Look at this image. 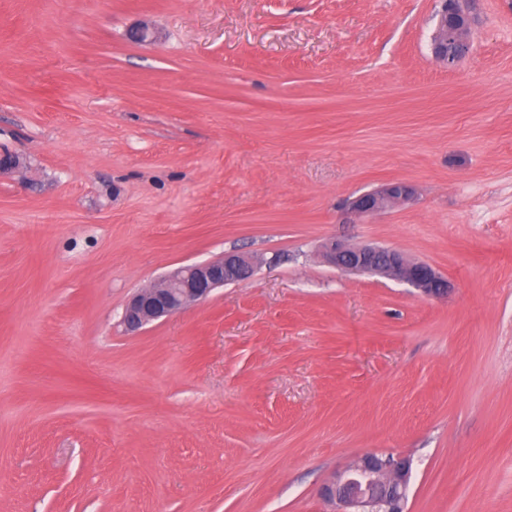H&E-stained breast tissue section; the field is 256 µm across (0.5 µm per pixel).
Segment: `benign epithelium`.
Listing matches in <instances>:
<instances>
[{
    "mask_svg": "<svg viewBox=\"0 0 512 512\" xmlns=\"http://www.w3.org/2000/svg\"><path fill=\"white\" fill-rule=\"evenodd\" d=\"M470 0H440L433 17L430 37L432 57L448 69L455 68L469 53ZM412 185L388 182L354 197L351 213L375 215L414 198ZM329 265L348 272L379 273L405 283L423 297L440 298L448 293V280L430 265L415 262L399 250L364 245L352 247L336 240L322 245ZM254 272V258L227 252L219 258L174 269L155 286L135 292L127 301L122 324L129 333L167 317L185 306L204 300L226 284L242 282ZM413 471L406 456H379L369 453L342 471L333 474L321 488V496L336 506V512H405Z\"/></svg>",
    "mask_w": 512,
    "mask_h": 512,
    "instance_id": "7a95c632",
    "label": "benign epithelium"
}]
</instances>
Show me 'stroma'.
<instances>
[{"label": "stroma", "instance_id": "obj_1", "mask_svg": "<svg viewBox=\"0 0 512 512\" xmlns=\"http://www.w3.org/2000/svg\"><path fill=\"white\" fill-rule=\"evenodd\" d=\"M438 7L0 0V512H333L368 453L413 458L406 512H512V0L453 69ZM389 181L415 200L348 217ZM232 250L248 281L125 332ZM326 263L336 269L355 273H379L408 284L423 297L440 298L448 293V280L430 265L415 262L399 250L364 245L352 247L336 240L322 245ZM253 272L254 258L239 252L178 267L155 286L140 289L129 298L122 324L128 333H138L146 325L208 298L217 288L248 279Z\"/></svg>", "mask_w": 512, "mask_h": 512}]
</instances>
